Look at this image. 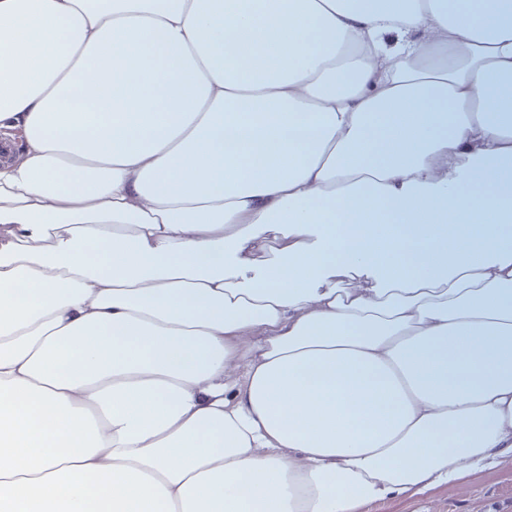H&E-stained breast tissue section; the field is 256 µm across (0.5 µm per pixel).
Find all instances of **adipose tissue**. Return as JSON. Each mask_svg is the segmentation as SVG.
<instances>
[{
  "label": "adipose tissue",
  "instance_id": "adipose-tissue-1",
  "mask_svg": "<svg viewBox=\"0 0 512 512\" xmlns=\"http://www.w3.org/2000/svg\"><path fill=\"white\" fill-rule=\"evenodd\" d=\"M0 131V512L512 458V0H0Z\"/></svg>",
  "mask_w": 512,
  "mask_h": 512
}]
</instances>
